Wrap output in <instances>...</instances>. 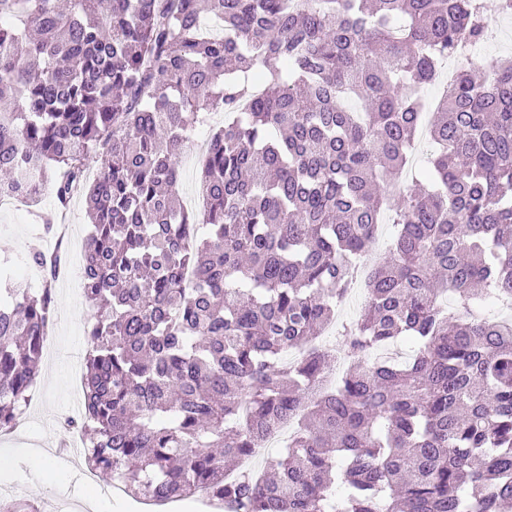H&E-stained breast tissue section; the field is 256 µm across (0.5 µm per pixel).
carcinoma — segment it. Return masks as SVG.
<instances>
[{
  "mask_svg": "<svg viewBox=\"0 0 512 512\" xmlns=\"http://www.w3.org/2000/svg\"><path fill=\"white\" fill-rule=\"evenodd\" d=\"M491 33L480 0H0V187L53 182L48 232L87 202L68 426L91 471L220 512L512 507V59L423 93ZM215 112L189 212L179 159ZM426 113L434 151L402 184ZM29 256L35 291L0 265L1 430L56 318L64 256ZM335 323L350 361L317 391ZM289 417L277 475L226 478Z\"/></svg>",
  "mask_w": 512,
  "mask_h": 512,
  "instance_id": "obj_1",
  "label": "carcinoma"
}]
</instances>
